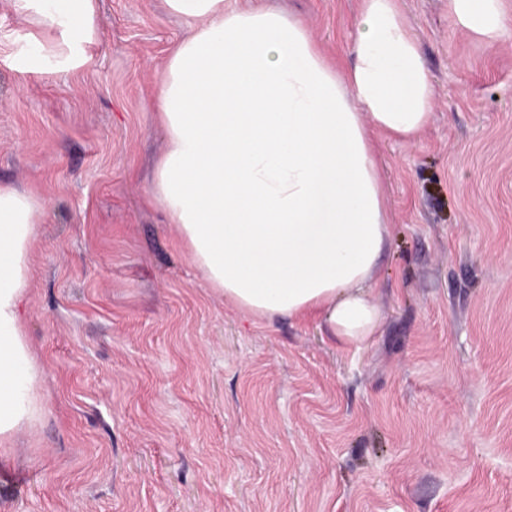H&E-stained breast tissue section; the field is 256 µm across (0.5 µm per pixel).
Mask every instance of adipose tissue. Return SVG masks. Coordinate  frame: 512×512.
<instances>
[{
	"instance_id": "ef3b65f1",
	"label": "adipose tissue",
	"mask_w": 512,
	"mask_h": 512,
	"mask_svg": "<svg viewBox=\"0 0 512 512\" xmlns=\"http://www.w3.org/2000/svg\"><path fill=\"white\" fill-rule=\"evenodd\" d=\"M187 35L155 92L167 148L151 197L192 263L251 318L316 317L357 344L380 313L372 282L390 237L377 134L427 127L433 84L401 0H360L353 62L337 67L304 22L231 0H165ZM64 47L91 43L96 0H15ZM448 16L495 48L512 0H448ZM41 214L34 191L0 186V450L43 414L44 370L21 305Z\"/></svg>"
}]
</instances>
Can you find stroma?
Masks as SVG:
<instances>
[{"mask_svg":"<svg viewBox=\"0 0 512 512\" xmlns=\"http://www.w3.org/2000/svg\"><path fill=\"white\" fill-rule=\"evenodd\" d=\"M347 62L359 0H244ZM435 89L378 139L381 320L344 345L213 292L150 198L149 110L187 25L96 0L92 43L0 0V185L37 191L23 317L45 412L0 457V512H512V45L402 0Z\"/></svg>","mask_w":512,"mask_h":512,"instance_id":"35a3bbf8","label":"stroma"}]
</instances>
